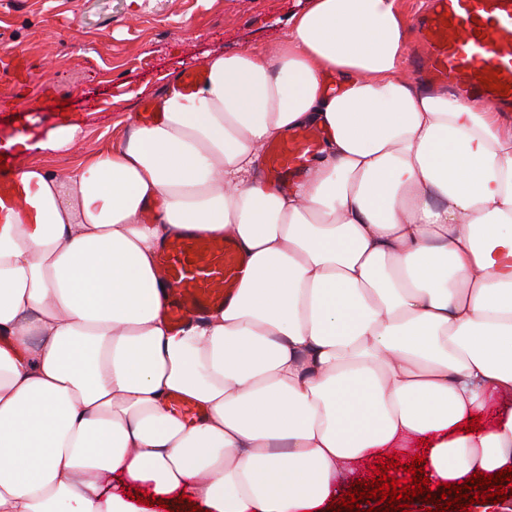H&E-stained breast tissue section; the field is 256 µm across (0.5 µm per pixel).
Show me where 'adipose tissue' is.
Listing matches in <instances>:
<instances>
[{"instance_id":"1","label":"adipose tissue","mask_w":512,"mask_h":512,"mask_svg":"<svg viewBox=\"0 0 512 512\" xmlns=\"http://www.w3.org/2000/svg\"><path fill=\"white\" fill-rule=\"evenodd\" d=\"M409 33L401 0H308L79 167L0 172V512H329L414 448L436 494L512 467V117L409 81ZM304 125L320 157L263 184ZM187 229L247 267L176 332L154 257ZM322 145V134L316 127L288 130L265 150V181L282 187L295 183L310 168Z\"/></svg>"}]
</instances>
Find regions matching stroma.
<instances>
[{
    "label": "stroma",
    "instance_id": "35a3bbf8",
    "mask_svg": "<svg viewBox=\"0 0 512 512\" xmlns=\"http://www.w3.org/2000/svg\"><path fill=\"white\" fill-rule=\"evenodd\" d=\"M306 0H0V143L68 123L83 133L64 153L34 149L15 166L75 167L117 143L129 113L158 101L166 73L215 51L272 50ZM69 109H61V100Z\"/></svg>",
    "mask_w": 512,
    "mask_h": 512
}]
</instances>
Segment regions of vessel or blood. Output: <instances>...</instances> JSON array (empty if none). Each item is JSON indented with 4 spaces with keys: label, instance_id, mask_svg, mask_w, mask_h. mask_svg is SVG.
<instances>
[{
    "label": "vessel or blood",
    "instance_id": "obj_1",
    "mask_svg": "<svg viewBox=\"0 0 512 512\" xmlns=\"http://www.w3.org/2000/svg\"><path fill=\"white\" fill-rule=\"evenodd\" d=\"M418 24L422 30L420 66L433 81H452L464 93L498 108L512 107L482 82L498 72L512 86V0H433ZM322 145L315 127L288 130L265 150L264 177L280 186L298 181ZM245 259L231 235L188 230L172 238L155 258L167 287L162 313L176 328L189 317L223 307L235 294Z\"/></svg>",
    "mask_w": 512,
    "mask_h": 512
}]
</instances>
